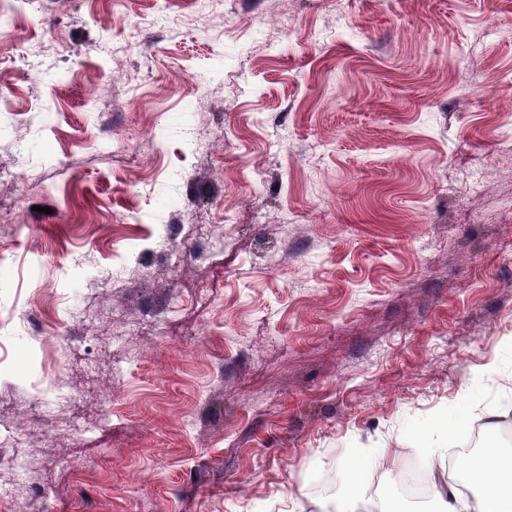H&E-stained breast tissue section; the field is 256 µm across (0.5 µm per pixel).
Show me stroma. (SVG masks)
<instances>
[{
  "label": "stroma",
  "mask_w": 512,
  "mask_h": 512,
  "mask_svg": "<svg viewBox=\"0 0 512 512\" xmlns=\"http://www.w3.org/2000/svg\"><path fill=\"white\" fill-rule=\"evenodd\" d=\"M163 7L142 51L128 25ZM18 18L45 50L0 57V205L24 226L0 223V428L29 433L32 464L13 512H319L356 448L388 460L379 501L426 512L397 473L445 467L473 431L434 424L464 403L512 418V0H226L210 22L22 0ZM163 224L178 264L133 237ZM116 252L137 259L120 286L97 273ZM49 346L95 383L83 434L31 418Z\"/></svg>",
  "instance_id": "1"
}]
</instances>
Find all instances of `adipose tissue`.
<instances>
[{
    "instance_id": "1",
    "label": "adipose tissue",
    "mask_w": 512,
    "mask_h": 512,
    "mask_svg": "<svg viewBox=\"0 0 512 512\" xmlns=\"http://www.w3.org/2000/svg\"><path fill=\"white\" fill-rule=\"evenodd\" d=\"M459 468L478 489V512H512V453L489 441L478 454L463 457Z\"/></svg>"
}]
</instances>
